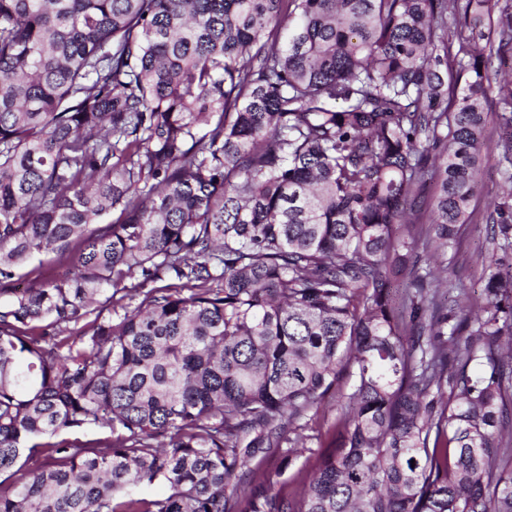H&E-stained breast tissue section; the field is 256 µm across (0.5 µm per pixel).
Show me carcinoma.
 Masks as SVG:
<instances>
[{
	"mask_svg": "<svg viewBox=\"0 0 512 512\" xmlns=\"http://www.w3.org/2000/svg\"><path fill=\"white\" fill-rule=\"evenodd\" d=\"M482 40L512 0H0V512H512V180L441 295ZM309 456V452L303 453L302 456H300L296 460L294 468L288 473H285L280 476L277 475L279 461L275 456H270L265 460L263 469H265L266 472L273 477L274 481H278L277 487H280L282 483H286V485L284 486L286 491H289L291 489L297 490L300 488L298 483L295 481L297 472L299 470H307L313 464V459H308Z\"/></svg>",
	"mask_w": 512,
	"mask_h": 512,
	"instance_id": "1",
	"label": "carcinoma"
}]
</instances>
